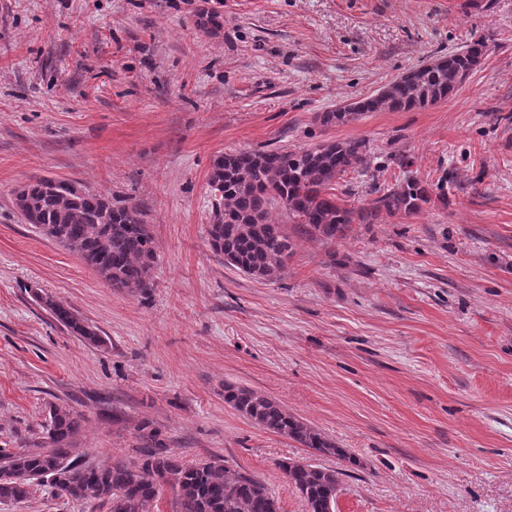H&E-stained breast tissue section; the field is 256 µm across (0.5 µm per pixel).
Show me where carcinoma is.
<instances>
[{
  "label": "carcinoma",
  "mask_w": 512,
  "mask_h": 512,
  "mask_svg": "<svg viewBox=\"0 0 512 512\" xmlns=\"http://www.w3.org/2000/svg\"><path fill=\"white\" fill-rule=\"evenodd\" d=\"M488 44L476 40L435 63L423 65L383 91L322 116L325 125L346 124L364 112H402L447 99L481 61ZM369 152L363 139L333 141L297 150H239L216 156L209 175L212 224L210 250L224 263L258 280L285 270L294 241L286 225L270 222L273 206L327 244L343 239L353 224H374L383 212L414 214L439 191L409 176L366 207L350 208L334 193L336 178L363 171ZM25 223L77 255L111 288L146 295L153 288L157 251L144 212L136 202L89 190L76 194L63 180L39 178L15 192ZM52 317L85 342L101 346L100 329L50 296L37 295ZM224 403L260 428L309 448L316 456H344L345 450L289 413L273 398L249 388L224 386ZM81 413L51 408L45 440L15 452L0 450V503L19 504L40 483L71 502H97L111 512H148L165 489L176 512H280V504L259 477L219 458L187 463L147 421L137 426L138 446L129 457L92 465L76 452L84 426ZM299 495L304 512H336L341 472L315 462L279 464Z\"/></svg>",
  "instance_id": "cac0c4a2"
}]
</instances>
